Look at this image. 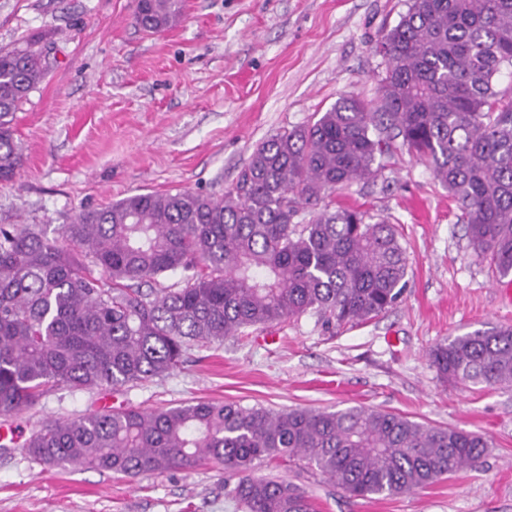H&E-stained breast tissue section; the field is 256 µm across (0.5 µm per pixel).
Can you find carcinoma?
Wrapping results in <instances>:
<instances>
[{
    "mask_svg": "<svg viewBox=\"0 0 512 512\" xmlns=\"http://www.w3.org/2000/svg\"><path fill=\"white\" fill-rule=\"evenodd\" d=\"M182 13L183 0H135L147 32ZM375 49L387 56L376 103L341 96L271 136L220 199L147 192L84 209L61 228L67 248L33 225L1 224L0 414L59 385L93 392L161 377L192 347L251 327L311 311L330 327L388 310L407 274L395 226L330 198L370 177L398 138L459 203L474 252L512 275V97L495 88L512 66V0H411ZM44 75L36 43L0 48V181L22 166L14 115ZM429 360L446 382L512 385V327L454 336ZM22 447L48 468L129 477L217 463L246 512H313L300 485L255 467L281 461L351 497L392 496L476 466L489 444L377 409L198 401L47 419Z\"/></svg>",
    "mask_w": 512,
    "mask_h": 512,
    "instance_id": "1",
    "label": "carcinoma"
}]
</instances>
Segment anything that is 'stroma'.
I'll use <instances>...</instances> for the list:
<instances>
[{
    "label": "stroma",
    "instance_id": "1",
    "mask_svg": "<svg viewBox=\"0 0 512 512\" xmlns=\"http://www.w3.org/2000/svg\"><path fill=\"white\" fill-rule=\"evenodd\" d=\"M410 0H186L158 34L133 0H0V47L34 41L46 71L15 115L25 157L0 182V224L49 237L84 208L136 193L191 189L218 198L267 137L312 120L343 95L377 98L379 37ZM340 198L395 224L406 286L386 313L326 329L300 317L188 351L170 373L114 389L123 407L237 401L276 411L362 406L486 437L482 464L426 488L352 499L305 474L317 512H512V387L442 381L436 343L512 325V281L473 251L462 211L402 145ZM98 395L55 388L11 422L29 436L46 419L95 411ZM0 512H243L212 463L129 478L47 469L0 449Z\"/></svg>",
    "mask_w": 512,
    "mask_h": 512
}]
</instances>
